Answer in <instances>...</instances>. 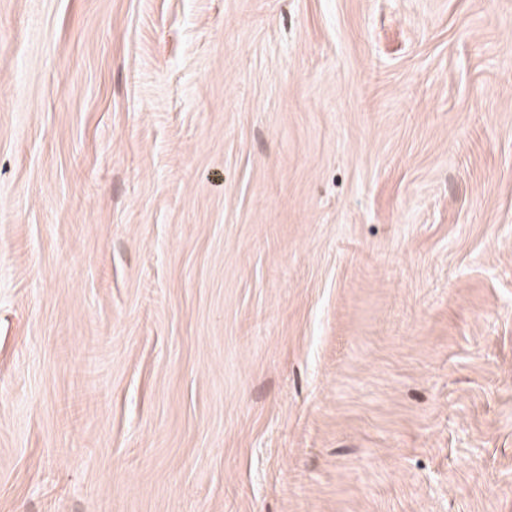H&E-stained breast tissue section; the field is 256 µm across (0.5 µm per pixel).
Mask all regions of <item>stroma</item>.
<instances>
[{
	"mask_svg": "<svg viewBox=\"0 0 512 512\" xmlns=\"http://www.w3.org/2000/svg\"><path fill=\"white\" fill-rule=\"evenodd\" d=\"M0 512H512V0H0Z\"/></svg>",
	"mask_w": 512,
	"mask_h": 512,
	"instance_id": "1",
	"label": "stroma"
}]
</instances>
